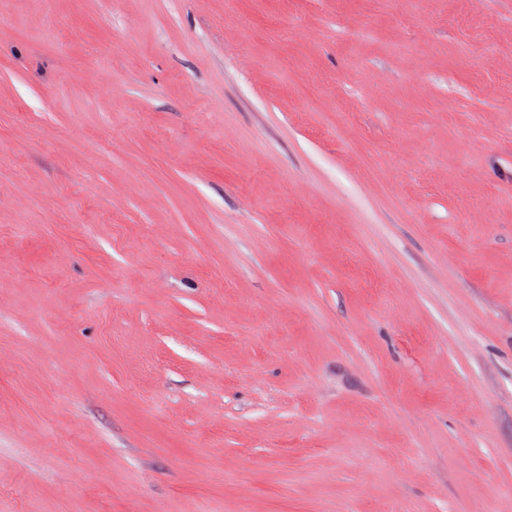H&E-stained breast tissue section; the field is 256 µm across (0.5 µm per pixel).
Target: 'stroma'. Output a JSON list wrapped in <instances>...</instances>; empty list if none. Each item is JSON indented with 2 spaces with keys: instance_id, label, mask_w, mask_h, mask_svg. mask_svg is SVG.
<instances>
[{
  "instance_id": "stroma-1",
  "label": "stroma",
  "mask_w": 512,
  "mask_h": 512,
  "mask_svg": "<svg viewBox=\"0 0 512 512\" xmlns=\"http://www.w3.org/2000/svg\"><path fill=\"white\" fill-rule=\"evenodd\" d=\"M0 512H512V0H0Z\"/></svg>"
}]
</instances>
